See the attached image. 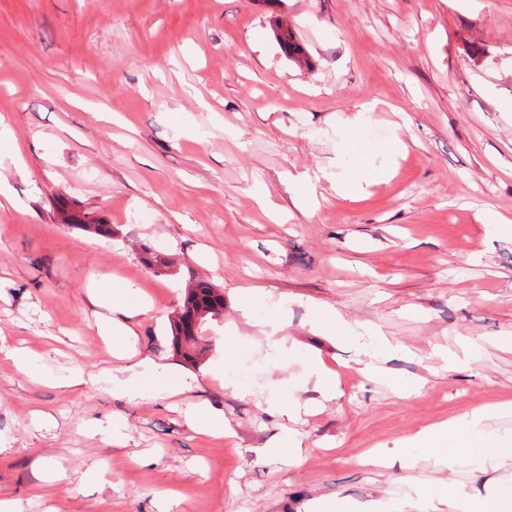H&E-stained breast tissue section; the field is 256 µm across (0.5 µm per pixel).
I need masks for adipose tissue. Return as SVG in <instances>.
Returning <instances> with one entry per match:
<instances>
[{"label":"adipose tissue","instance_id":"ef3b65f1","mask_svg":"<svg viewBox=\"0 0 512 512\" xmlns=\"http://www.w3.org/2000/svg\"><path fill=\"white\" fill-rule=\"evenodd\" d=\"M132 288L112 289L98 286L94 293L97 305L105 313L100 324L103 335L120 340L131 336V318L140 312L132 302ZM323 324L338 326L344 340L355 344L360 355L366 356L367 372H379V363L397 352L398 347L377 331L363 329L350 331L340 315L325 311L320 315ZM485 410L453 417L444 424L419 432L415 437L404 440L398 449V460L404 467H414L419 458L432 459L435 465L452 469L466 465L475 469L495 467L512 462V436L490 438L486 435ZM418 494L426 505L444 504L450 512H512V495L488 494L474 497L463 489L445 484H426Z\"/></svg>","mask_w":512,"mask_h":512}]
</instances>
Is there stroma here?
Listing matches in <instances>:
<instances>
[{
    "mask_svg": "<svg viewBox=\"0 0 512 512\" xmlns=\"http://www.w3.org/2000/svg\"><path fill=\"white\" fill-rule=\"evenodd\" d=\"M0 121L15 148L0 155V340L42 355L32 375L0 359V498L19 512H427L422 483L512 486V468L361 463L479 408L490 434L512 433L497 411L512 404V236L484 223L512 219V0H0ZM64 209L112 236L62 223ZM149 250L175 275L150 270ZM200 279L224 311L191 367L170 321ZM97 280L147 299L136 355L189 390L113 394L126 363L98 331ZM254 288L265 299L244 312ZM329 309L400 345L385 368L423 388L401 397L365 375L320 323ZM469 343L479 352L445 369L442 352ZM312 358L335 398L306 386ZM73 366L84 384H47ZM288 397L311 404L298 422L267 408ZM189 404L231 436L192 428Z\"/></svg>",
    "mask_w": 512,
    "mask_h": 512,
    "instance_id": "stroma-1",
    "label": "stroma"
}]
</instances>
